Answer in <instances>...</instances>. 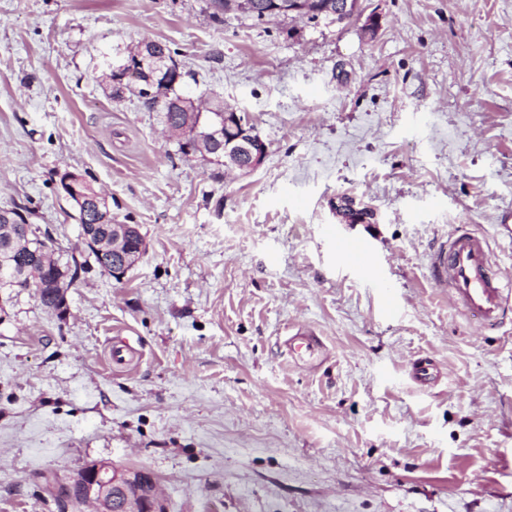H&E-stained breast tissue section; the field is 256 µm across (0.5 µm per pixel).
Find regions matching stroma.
Masks as SVG:
<instances>
[{"label": "stroma", "mask_w": 512, "mask_h": 512, "mask_svg": "<svg viewBox=\"0 0 512 512\" xmlns=\"http://www.w3.org/2000/svg\"><path fill=\"white\" fill-rule=\"evenodd\" d=\"M146 39L180 93L249 117L259 168L216 174L113 98ZM67 171L146 249L78 280L66 316L28 291L0 313V512H58L43 475L100 461L152 471L168 512H512V312L484 328L430 272L461 227L512 272V0H361L339 24L0 0V209L35 210L65 259L86 251ZM301 328L315 365L288 355ZM289 353L293 356L302 357L300 351L304 350L305 357L317 359L323 354V344L320 338L314 335L311 330L298 329L294 336H291L287 342Z\"/></svg>", "instance_id": "1"}]
</instances>
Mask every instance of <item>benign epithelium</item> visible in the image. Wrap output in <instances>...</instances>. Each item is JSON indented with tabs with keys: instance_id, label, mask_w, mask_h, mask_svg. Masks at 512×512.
I'll return each mask as SVG.
<instances>
[{
	"instance_id": "1",
	"label": "benign epithelium",
	"mask_w": 512,
	"mask_h": 512,
	"mask_svg": "<svg viewBox=\"0 0 512 512\" xmlns=\"http://www.w3.org/2000/svg\"><path fill=\"white\" fill-rule=\"evenodd\" d=\"M318 13L338 23L344 22L360 14V0H271L267 11L270 18L290 15L308 18ZM171 133L179 138L192 158L209 161L206 148L216 145L223 148L224 169L243 174L257 169L267 154V146L254 126L238 112L218 113L206 126H196L191 136L178 128L171 129ZM333 206L338 210L349 208L350 219L355 223L369 218L367 210L354 208V202L345 197H337ZM135 239L139 240V249H144L139 225H112V277L121 280L131 270L122 248ZM47 483L54 493L71 496L75 507L85 506L91 512H167L156 478L136 466L100 462L68 478L51 474Z\"/></svg>"
}]
</instances>
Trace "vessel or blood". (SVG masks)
Wrapping results in <instances>:
<instances>
[{
	"mask_svg": "<svg viewBox=\"0 0 512 512\" xmlns=\"http://www.w3.org/2000/svg\"><path fill=\"white\" fill-rule=\"evenodd\" d=\"M431 273L438 287L449 289L466 312L478 316L484 324H496L503 316L512 290L505 288L492 267L486 240L475 234L458 231L433 255ZM291 354L316 359L323 344L307 329L297 330L287 341Z\"/></svg>",
	"mask_w": 512,
	"mask_h": 512,
	"instance_id": "b4317fda",
	"label": "vessel or blood"
}]
</instances>
